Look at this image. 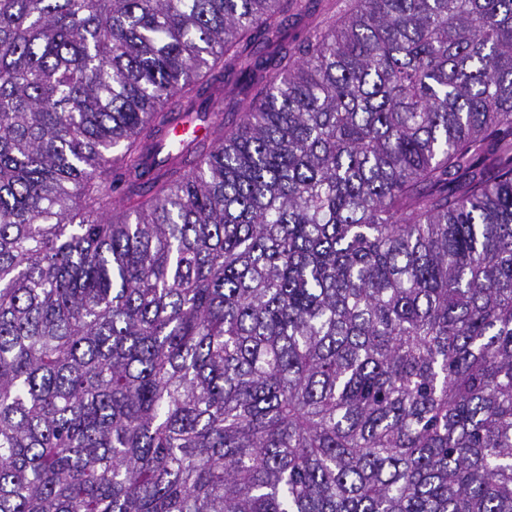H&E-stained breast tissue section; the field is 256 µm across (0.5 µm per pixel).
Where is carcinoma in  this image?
<instances>
[{"label":"carcinoma","mask_w":512,"mask_h":512,"mask_svg":"<svg viewBox=\"0 0 512 512\" xmlns=\"http://www.w3.org/2000/svg\"><path fill=\"white\" fill-rule=\"evenodd\" d=\"M315 4L0 0V512H512V0ZM319 6L315 13L304 16L301 19H292L288 22V40H300L304 37L307 28L311 23L328 24L332 22L336 16L343 14L350 4V0H320Z\"/></svg>","instance_id":"carcinoma-1"}]
</instances>
